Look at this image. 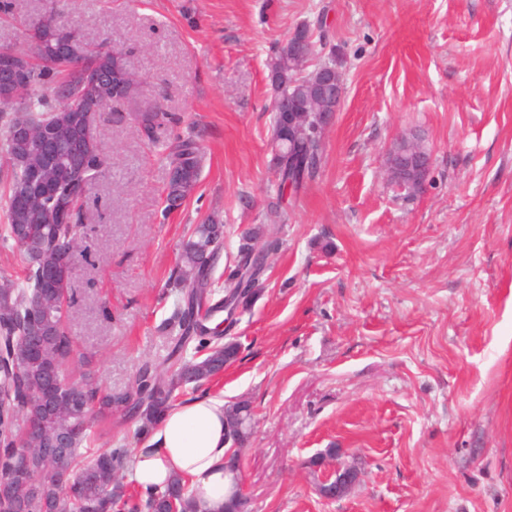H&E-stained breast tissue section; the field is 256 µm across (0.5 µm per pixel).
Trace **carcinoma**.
Instances as JSON below:
<instances>
[{
  "instance_id": "cac0c4a2",
  "label": "carcinoma",
  "mask_w": 512,
  "mask_h": 512,
  "mask_svg": "<svg viewBox=\"0 0 512 512\" xmlns=\"http://www.w3.org/2000/svg\"><path fill=\"white\" fill-rule=\"evenodd\" d=\"M64 33L49 13L31 21L26 28L27 48L16 50L26 59L16 86L7 91L0 86V156L7 166V224L0 228V242L13 243L19 251L24 279L4 280L0 284V481L9 480L15 469L28 467L33 484L26 494L27 512H98L106 503L115 512H198L190 493L189 481L177 479L163 489L127 492L119 474L130 462L128 449L109 448L89 461L84 453L91 447L92 410L112 415L119 408L124 417L139 422L138 433L146 436L165 411L175 405L176 391H195L217 377L224 365L239 357L241 345L231 339L222 341V331L208 325L213 314L224 309L249 310L264 285L266 263L259 242L269 233L266 225H254L239 237L232 268L213 277L224 249V224L211 218L197 224L185 240L177 263L175 287L181 290L166 332L175 344L167 358L172 372L163 376L149 363L139 369L135 384L103 393L96 384L84 380L70 382L78 404L49 416L27 398V391L39 386L48 371L65 364L73 354L67 331L68 306L74 302L69 268L62 266L63 252L78 251L85 238L84 196L73 191L61 206L40 209L23 206L16 193L25 183L28 165L20 162L27 144L18 137L19 124L30 122L48 126L59 135L84 134L83 165L87 178L104 173V154L100 138L102 112H88L89 102L105 99L107 111L128 95L126 78L116 85L80 87L79 64H95L112 70L113 50L106 40L91 44L73 31L76 42L84 45L76 63L58 61L46 53V46ZM269 79L275 96L309 98L322 83V66L304 74L296 58L282 41L268 63ZM173 118L166 112L141 115L138 124L145 139L154 143L162 127ZM200 134L190 131L168 139L165 161L168 169L183 170L180 182H169L167 198L185 199L197 184L201 172ZM322 135L315 121L288 127V113L276 112L272 128L271 165L278 177L277 206L288 194L299 192L317 173L322 157ZM24 228L41 230L44 249L41 256L30 255L20 244ZM25 420L35 426L29 432L19 427ZM227 422L238 447L250 436L251 416L235 403L227 408ZM74 427L79 431L71 439L70 450L53 458L36 454L18 457L19 448H42L61 431ZM74 471L86 472L85 479L62 491L61 479Z\"/></svg>"
}]
</instances>
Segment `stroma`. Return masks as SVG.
<instances>
[{
    "instance_id": "obj_1",
    "label": "stroma",
    "mask_w": 512,
    "mask_h": 512,
    "mask_svg": "<svg viewBox=\"0 0 512 512\" xmlns=\"http://www.w3.org/2000/svg\"><path fill=\"white\" fill-rule=\"evenodd\" d=\"M54 6L137 79L100 130L68 376L113 391L144 363L167 372L188 229L218 217L226 265L271 224L264 289L225 332L239 358L204 386L254 408L250 512H512V0H12L0 45L22 47ZM303 25L346 93L318 174L278 214L267 64ZM158 110L202 133L199 181L170 212L161 147L136 122ZM403 132L430 150L416 193L385 173ZM136 429L94 422L91 449L139 447ZM339 463L360 478L324 499Z\"/></svg>"
}]
</instances>
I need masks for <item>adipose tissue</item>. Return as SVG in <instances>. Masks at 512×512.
Returning a JSON list of instances; mask_svg holds the SVG:
<instances>
[{
    "label": "adipose tissue",
    "instance_id": "adipose-tissue-1",
    "mask_svg": "<svg viewBox=\"0 0 512 512\" xmlns=\"http://www.w3.org/2000/svg\"><path fill=\"white\" fill-rule=\"evenodd\" d=\"M227 423L224 399L205 394L166 411L148 445L136 449L132 480L144 490L189 479L203 512H224L240 474L226 470Z\"/></svg>",
    "mask_w": 512,
    "mask_h": 512
}]
</instances>
